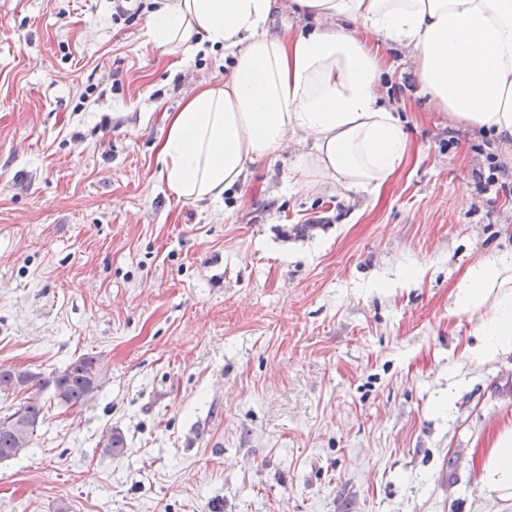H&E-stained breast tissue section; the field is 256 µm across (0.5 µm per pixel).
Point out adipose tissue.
Instances as JSON below:
<instances>
[{"mask_svg": "<svg viewBox=\"0 0 512 512\" xmlns=\"http://www.w3.org/2000/svg\"><path fill=\"white\" fill-rule=\"evenodd\" d=\"M313 28L268 32L275 0H154L150 40L175 54L222 49L223 80L165 116L159 177L176 199L213 203L249 164L299 147L295 182L376 192L409 143L380 100L389 51L412 56L419 90L450 117L512 144V0H292ZM477 337L474 365L512 353V260L479 258L453 290ZM479 486L512 498V420L483 453Z\"/></svg>", "mask_w": 512, "mask_h": 512, "instance_id": "adipose-tissue-1", "label": "adipose tissue"}]
</instances>
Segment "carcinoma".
Returning <instances> with one entry per match:
<instances>
[{
  "instance_id": "1",
  "label": "carcinoma",
  "mask_w": 512,
  "mask_h": 512,
  "mask_svg": "<svg viewBox=\"0 0 512 512\" xmlns=\"http://www.w3.org/2000/svg\"><path fill=\"white\" fill-rule=\"evenodd\" d=\"M101 364L94 356H81L69 362L48 378L27 370L0 368V393L10 390L20 379L38 390L52 388L53 397L69 407L83 406L100 387ZM43 405L36 399L18 404L15 412H22L26 428L21 435L0 427V461L14 458L31 447L43 416ZM126 448L123 434L113 429L102 438V453L117 456Z\"/></svg>"
}]
</instances>
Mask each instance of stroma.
<instances>
[{
	"label": "stroma",
	"mask_w": 512,
	"mask_h": 512,
	"mask_svg": "<svg viewBox=\"0 0 512 512\" xmlns=\"http://www.w3.org/2000/svg\"><path fill=\"white\" fill-rule=\"evenodd\" d=\"M151 9L0 0V366H102L84 407L41 392L0 512H512L478 484L512 353L469 364L451 312L470 265L512 257V152L398 52L410 153L379 192L294 188L291 147L219 207L175 201L163 115L224 58L163 52Z\"/></svg>",
	"instance_id": "35a3bbf8"
}]
</instances>
